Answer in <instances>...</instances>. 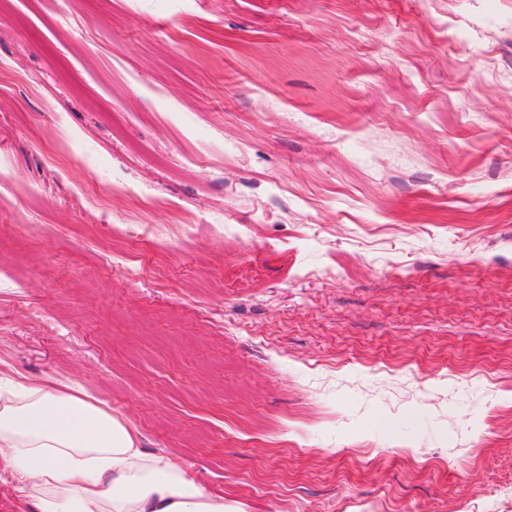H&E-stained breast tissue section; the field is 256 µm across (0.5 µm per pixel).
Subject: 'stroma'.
<instances>
[{
    "instance_id": "35a3bbf8",
    "label": "stroma",
    "mask_w": 512,
    "mask_h": 512,
    "mask_svg": "<svg viewBox=\"0 0 512 512\" xmlns=\"http://www.w3.org/2000/svg\"><path fill=\"white\" fill-rule=\"evenodd\" d=\"M0 377L227 512H512V0H0Z\"/></svg>"
}]
</instances>
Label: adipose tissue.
Wrapping results in <instances>:
<instances>
[{
  "instance_id": "1",
  "label": "adipose tissue",
  "mask_w": 512,
  "mask_h": 512,
  "mask_svg": "<svg viewBox=\"0 0 512 512\" xmlns=\"http://www.w3.org/2000/svg\"><path fill=\"white\" fill-rule=\"evenodd\" d=\"M0 464L38 512H227L179 463L83 392L16 384L0 404Z\"/></svg>"
}]
</instances>
